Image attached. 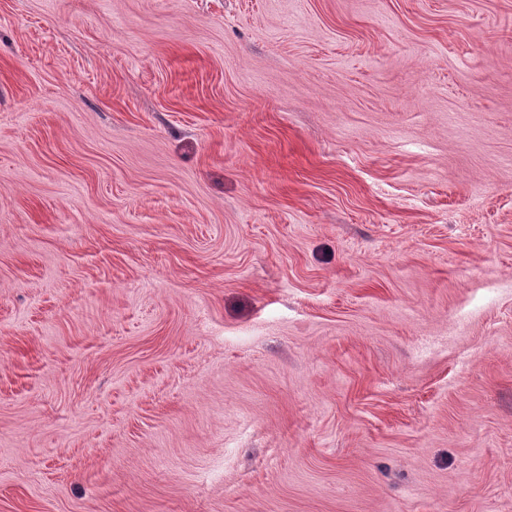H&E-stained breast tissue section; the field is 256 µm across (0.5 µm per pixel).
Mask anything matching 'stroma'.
<instances>
[{
  "instance_id": "1",
  "label": "stroma",
  "mask_w": 512,
  "mask_h": 512,
  "mask_svg": "<svg viewBox=\"0 0 512 512\" xmlns=\"http://www.w3.org/2000/svg\"><path fill=\"white\" fill-rule=\"evenodd\" d=\"M0 512H512V0H0Z\"/></svg>"
}]
</instances>
